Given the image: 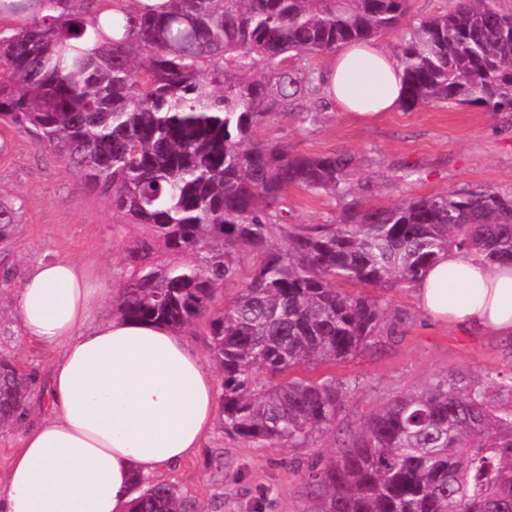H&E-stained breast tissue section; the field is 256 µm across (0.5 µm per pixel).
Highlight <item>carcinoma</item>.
Masks as SVG:
<instances>
[{
    "instance_id": "1",
    "label": "carcinoma",
    "mask_w": 512,
    "mask_h": 512,
    "mask_svg": "<svg viewBox=\"0 0 512 512\" xmlns=\"http://www.w3.org/2000/svg\"><path fill=\"white\" fill-rule=\"evenodd\" d=\"M412 0H0V128L27 133L147 229L129 247L112 314L176 330L205 322L223 372L224 431L307 448L349 385L309 372L353 358L387 325L380 300L336 288L410 287L456 248L512 260V191L479 187L391 205L351 203L333 224H291V188L346 195L354 157L257 136L278 115L316 122L313 63L402 30ZM512 11L456 0L393 48L406 111L444 102L512 112ZM22 200L0 195V250ZM281 244L274 245L275 241ZM257 258L235 296L243 251ZM30 377L0 357V427ZM512 374L444 375L384 402L308 473L316 512H512ZM134 512H197L167 482Z\"/></svg>"
}]
</instances>
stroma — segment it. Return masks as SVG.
Returning <instances> with one entry per match:
<instances>
[{
  "label": "stroma",
  "mask_w": 512,
  "mask_h": 512,
  "mask_svg": "<svg viewBox=\"0 0 512 512\" xmlns=\"http://www.w3.org/2000/svg\"><path fill=\"white\" fill-rule=\"evenodd\" d=\"M297 153L346 151L355 155L349 198L389 205L408 196L459 193L483 186L512 190V114L476 106L438 104L396 110L361 123L326 107L317 123L292 116L270 120L259 131ZM0 194L20 195L24 207L14 226V246L0 260V355L31 376L24 421L0 430V481L27 425L42 415V383L56 353L26 338L16 316V296L32 264L40 259L81 263L117 297L126 270V248L141 226L112 216L108 200L87 190L74 169L39 150L24 133L0 163ZM346 198V199H349ZM346 199L293 188L288 192L292 224H331ZM390 315L401 317L353 359L331 373L349 384L336 424L317 434L308 448L257 447L229 436L215 421L203 448L180 464L143 478V486L167 481L196 501L200 512H315L305 476L315 462L336 455L350 433L386 399L424 388L434 379L512 369V342L426 320L409 289L371 288Z\"/></svg>",
  "instance_id": "35a3bbf8"
}]
</instances>
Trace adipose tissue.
Segmentation results:
<instances>
[{"mask_svg":"<svg viewBox=\"0 0 512 512\" xmlns=\"http://www.w3.org/2000/svg\"><path fill=\"white\" fill-rule=\"evenodd\" d=\"M325 95L371 122L397 109L403 71L375 44L340 47ZM104 291L68 260L38 261L18 290L26 336L58 349L43 418L28 428L0 482V512H131L134 475L196 454L213 425L216 379L178 331L99 318ZM428 320L512 337V262L457 249L412 285Z\"/></svg>","mask_w":512,"mask_h":512,"instance_id":"ef3b65f1","label":"adipose tissue"}]
</instances>
